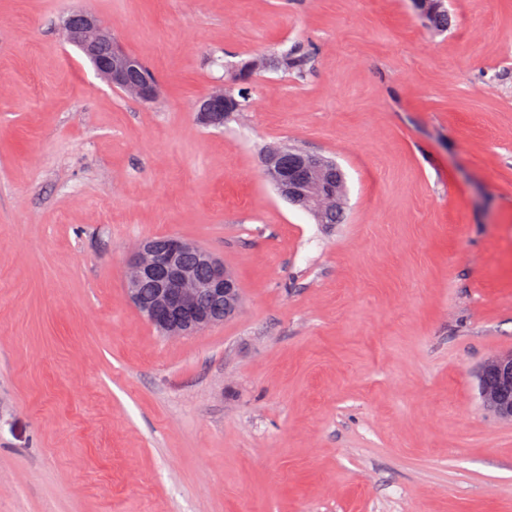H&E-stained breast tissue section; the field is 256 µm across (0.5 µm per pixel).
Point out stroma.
Instances as JSON below:
<instances>
[{
	"label": "stroma",
	"instance_id": "1",
	"mask_svg": "<svg viewBox=\"0 0 512 512\" xmlns=\"http://www.w3.org/2000/svg\"><path fill=\"white\" fill-rule=\"evenodd\" d=\"M0 0V512H512V0ZM96 14L152 103L64 36ZM201 126L227 65L294 47ZM287 144L345 174L319 224L266 178ZM171 235L238 312L169 338L125 292ZM308 56L297 50L286 51L280 56L279 64L285 72H290L296 78H303L308 71ZM233 94V93H232ZM232 102L228 109L224 108V99L227 98L224 84L216 85L204 95L197 105V119L207 126L219 128L224 126V122L235 112H245V106L248 103L247 88H240L238 91V99L229 94ZM493 375L492 381L486 375ZM512 351L490 358L479 373V391L483 406L502 420H512Z\"/></svg>",
	"mask_w": 512,
	"mask_h": 512
}]
</instances>
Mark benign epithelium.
I'll return each instance as SVG.
<instances>
[{"instance_id":"obj_1","label":"benign epithelium","mask_w":512,"mask_h":512,"mask_svg":"<svg viewBox=\"0 0 512 512\" xmlns=\"http://www.w3.org/2000/svg\"><path fill=\"white\" fill-rule=\"evenodd\" d=\"M66 40L90 61L97 74L125 95L153 102L161 88L153 79L136 80L140 60L121 50L112 32L93 13H71L64 24ZM224 85H216L197 105V119L207 126H224ZM285 147L273 146L262 159L264 173L278 194L293 204H302L318 215L343 206V192L333 177L335 164L306 151L294 154L293 167L283 166ZM191 253L196 266L206 267L210 277H198L195 266L184 262ZM149 284L152 293L140 291ZM126 292L137 310L168 337L191 336L221 324L240 307L235 278L209 249L172 236L163 243L153 238L137 243L127 270ZM208 298L215 307L202 305ZM483 406L502 420H512V351L490 358L479 373Z\"/></svg>"}]
</instances>
